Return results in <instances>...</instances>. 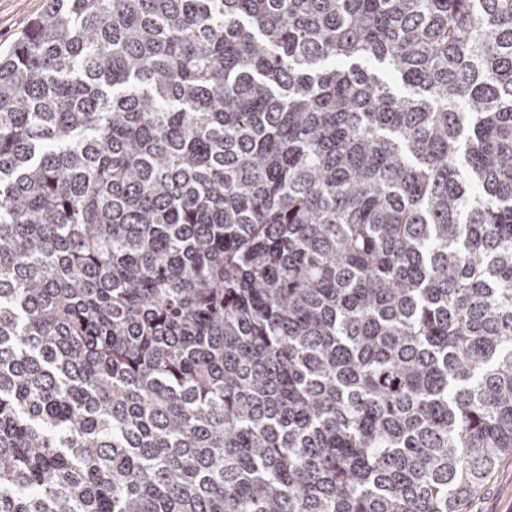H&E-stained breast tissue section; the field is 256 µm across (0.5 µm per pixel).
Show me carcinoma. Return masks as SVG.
<instances>
[{"instance_id": "1", "label": "carcinoma", "mask_w": 512, "mask_h": 512, "mask_svg": "<svg viewBox=\"0 0 512 512\" xmlns=\"http://www.w3.org/2000/svg\"><path fill=\"white\" fill-rule=\"evenodd\" d=\"M510 455L512 0L0 51V512H462Z\"/></svg>"}]
</instances>
